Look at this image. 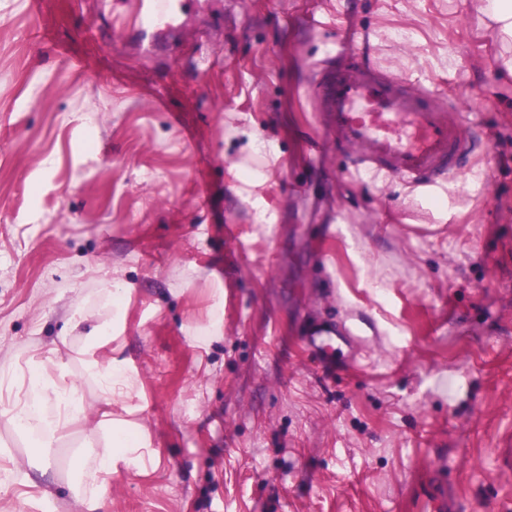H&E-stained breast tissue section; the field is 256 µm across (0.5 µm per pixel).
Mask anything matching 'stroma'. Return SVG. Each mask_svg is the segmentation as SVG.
Wrapping results in <instances>:
<instances>
[{
	"instance_id": "35a3bbf8",
	"label": "stroma",
	"mask_w": 512,
	"mask_h": 512,
	"mask_svg": "<svg viewBox=\"0 0 512 512\" xmlns=\"http://www.w3.org/2000/svg\"><path fill=\"white\" fill-rule=\"evenodd\" d=\"M345 20L384 68L456 99L489 157L434 197L348 176L307 95ZM496 53L470 0H196L149 52L100 0H0V368L73 355L74 308L126 290L112 332L152 445L117 461L97 512H424L437 471L459 512H512ZM324 316L359 328L354 367L302 345ZM8 426L0 470L28 453ZM83 473L53 449L0 512H81Z\"/></svg>"
}]
</instances>
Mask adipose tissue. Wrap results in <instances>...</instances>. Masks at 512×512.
<instances>
[{
  "label": "adipose tissue",
  "instance_id": "adipose-tissue-1",
  "mask_svg": "<svg viewBox=\"0 0 512 512\" xmlns=\"http://www.w3.org/2000/svg\"><path fill=\"white\" fill-rule=\"evenodd\" d=\"M476 11L483 29L498 46L500 72L512 75V0H478ZM123 295L120 288L100 289L86 315L90 329L77 350L98 398L108 404L115 400L131 403L140 392L139 378L124 359L114 357L103 365L94 357L99 347L113 340L112 323L120 316ZM26 367L28 380L23 395L0 404V416L23 429L32 442L35 452L25 465L37 470L50 449L70 439L72 426L85 419L87 406L82 385L73 379L68 360L56 348L32 353ZM150 443L149 431L127 420L106 416L84 428L81 445L91 449L92 454L87 458V479L75 494L84 512H97L103 477L112 471L113 456L148 447Z\"/></svg>",
  "mask_w": 512,
  "mask_h": 512
}]
</instances>
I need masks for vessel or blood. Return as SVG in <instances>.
<instances>
[{
  "label": "vessel or blood",
  "instance_id": "obj_1",
  "mask_svg": "<svg viewBox=\"0 0 512 512\" xmlns=\"http://www.w3.org/2000/svg\"><path fill=\"white\" fill-rule=\"evenodd\" d=\"M194 0H137L141 30L180 27ZM310 98L327 143L348 148L346 169L374 180L398 181L412 191L452 183L476 148L475 136L452 119L453 100L358 58L350 26H342L335 52L317 64ZM302 340L330 360L336 344L355 362L362 340L353 326L331 319L308 324ZM431 512H457L445 479H436Z\"/></svg>",
  "mask_w": 512,
  "mask_h": 512
}]
</instances>
